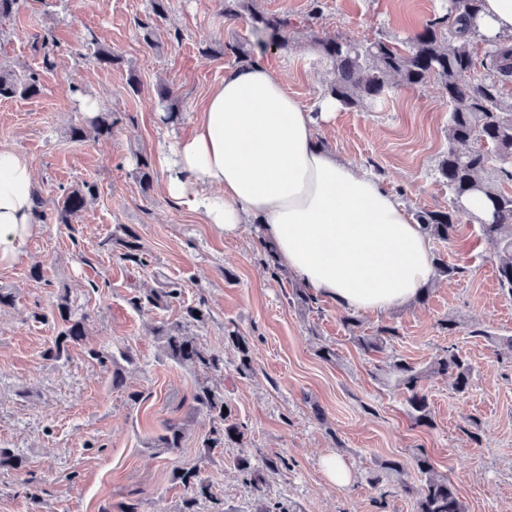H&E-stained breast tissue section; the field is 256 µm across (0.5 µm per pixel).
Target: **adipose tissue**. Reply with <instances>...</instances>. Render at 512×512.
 I'll use <instances>...</instances> for the list:
<instances>
[{"mask_svg":"<svg viewBox=\"0 0 512 512\" xmlns=\"http://www.w3.org/2000/svg\"><path fill=\"white\" fill-rule=\"evenodd\" d=\"M479 33L512 42V0H482ZM336 103L311 110L262 54L227 68L191 134L161 152L165 193L222 235L259 227L278 263L314 293L380 313L411 302L433 275L430 242L399 198L318 141ZM30 160L0 150V266L38 232Z\"/></svg>","mask_w":512,"mask_h":512,"instance_id":"adipose-tissue-1","label":"adipose tissue"}]
</instances>
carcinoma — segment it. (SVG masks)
Instances as JSON below:
<instances>
[{
  "mask_svg": "<svg viewBox=\"0 0 512 512\" xmlns=\"http://www.w3.org/2000/svg\"><path fill=\"white\" fill-rule=\"evenodd\" d=\"M481 0H446L444 13L434 17L426 27L404 41H389L377 38L357 40L345 38H323L312 29V21L319 13V0H311L307 18L298 21L288 13L269 14L257 8L256 0H224V18L246 24L252 41L228 43L224 50L240 63L252 58L254 48L274 46L286 49L291 35L299 28L308 30L310 42L330 67L332 80L324 95L336 100L344 109L354 108L364 101L381 102L392 83L416 86L434 81L448 98L451 107L448 122V151L438 166V173L448 184L452 193L451 208L446 211H419L417 223L425 234L435 240L446 242L459 232L455 224L457 213L465 210L464 201L475 195L484 196L489 202L491 217L485 220L473 218L486 243L493 248L496 257V276L502 292L512 296V193L500 188V182L512 180V170L502 166L493 167V161L512 159V101L503 100L498 94L496 82H482L475 88L469 75L473 67L471 40L456 36L449 23L462 20L475 24ZM507 45H499L493 55L497 73L512 75V54H507ZM39 77L34 71L16 72L0 66V99L32 97L39 94ZM157 98L167 112L168 118L177 117L178 103L172 88L162 85L157 88ZM115 122L112 111L101 108L90 121V127L76 125L70 129V137L80 141L92 132L97 138H110ZM137 177L143 194L152 189V176L147 160L137 162ZM96 196V186L83 183L63 194L57 208V222L69 224L81 212L88 201ZM122 248L121 258L142 263L143 245L138 234L130 228L124 236L110 241ZM181 297V289L168 280L160 282V288L145 297L147 303L156 308L164 307ZM33 317L52 320L58 326L53 347L46 352L47 359L58 362L68 355L69 348L80 343L86 334L87 316L76 315L67 296L58 297L49 312H35ZM206 311L202 305L183 307V317L178 321H163L154 329V335L162 340L166 356L179 364H190L204 374L218 372L224 368V359L198 343L188 332V324L202 323ZM343 320L353 336L351 340L364 353H380L392 346L397 338L390 327L377 329L373 336L356 333L359 320L345 316ZM227 340L240 354L237 371L244 375L251 370V347L248 339L232 331ZM433 373L452 379L454 389L463 393L471 385L473 370L470 362L455 347H450L435 356L424 369L407 362L397 355L388 359L383 375L395 377L394 387L405 395L409 414L417 425L432 424L430 404L421 392L420 381L425 373ZM195 409L208 412L215 426L205 439L204 447L242 448L245 432L229 421V407L224 392L203 381L197 385L193 397ZM186 427L181 423H170L164 433L153 442V447L173 450L181 447ZM25 466L22 456L0 448V469L21 470ZM234 466L242 484L260 490L257 469L250 456L241 453ZM413 466L420 474L419 483L408 479L407 464L399 458H388L378 463L375 484L392 482L397 493L415 499V512H466L455 484L447 475L439 472L426 451L420 450L413 457ZM176 479L185 486L194 487L192 496L182 502L179 512H199L198 501L211 496V487L201 478L195 468L176 472Z\"/></svg>",
  "mask_w": 512,
  "mask_h": 512,
  "instance_id": "carcinoma-1",
  "label": "carcinoma"
}]
</instances>
